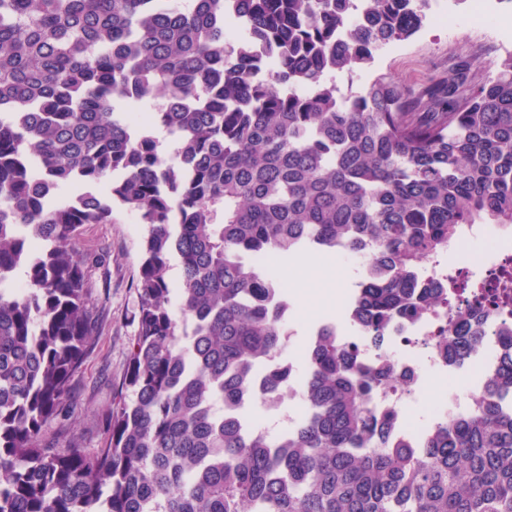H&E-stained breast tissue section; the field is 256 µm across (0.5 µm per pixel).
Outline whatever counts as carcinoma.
Segmentation results:
<instances>
[{
	"instance_id": "1",
	"label": "carcinoma",
	"mask_w": 512,
	"mask_h": 512,
	"mask_svg": "<svg viewBox=\"0 0 512 512\" xmlns=\"http://www.w3.org/2000/svg\"><path fill=\"white\" fill-rule=\"evenodd\" d=\"M429 2L0 0V512H512V331L481 402L420 447L391 442L373 405L407 383L387 329L477 288L434 285L426 264L467 224L512 226V54L483 79L460 58L416 91L381 73L336 97V73L414 36ZM118 102L159 111L140 126ZM103 183L147 232L131 395L90 455L39 437L97 335L75 241L112 222ZM363 250L345 321L376 358L326 322L281 439L217 412L288 345L284 290L251 258ZM18 268L21 295L1 287ZM484 335L459 314L438 346ZM292 371L266 369L254 395H283Z\"/></svg>"
}]
</instances>
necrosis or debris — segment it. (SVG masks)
<instances>
[{
	"label": "necrosis or debris",
	"instance_id": "1",
	"mask_svg": "<svg viewBox=\"0 0 512 512\" xmlns=\"http://www.w3.org/2000/svg\"><path fill=\"white\" fill-rule=\"evenodd\" d=\"M455 242L459 245L479 244L483 250L476 260H464L453 268L449 267L447 259L434 260L427 268L428 277L444 281L448 278L449 270L453 269L480 278L486 292L495 293L499 277L512 269V228L476 224L465 235L456 237ZM452 311L473 313L487 331L484 342L461 363L441 351L436 344ZM506 329H512V313L488 302L469 303L455 294L420 321L393 328L384 348L399 370L408 375L409 382L404 386L382 389L375 397L378 407L394 413L393 440L419 446L431 427L447 422L474 406L482 397L481 385L450 387L427 410L422 424L414 428L408 423L409 416L419 404V394L427 380L454 376L465 363L478 365L483 376H491L496 370L495 355L499 348L495 334Z\"/></svg>",
	"mask_w": 512,
	"mask_h": 512
}]
</instances>
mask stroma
Returning a JSON list of instances; mask_svg holds the SVG:
<instances>
[{
  "mask_svg": "<svg viewBox=\"0 0 512 512\" xmlns=\"http://www.w3.org/2000/svg\"><path fill=\"white\" fill-rule=\"evenodd\" d=\"M468 0H430L428 19L408 41L385 49L372 69L336 76L341 94H356L375 73H386L410 89L447 76L458 58L473 62L472 72L483 77L496 64L512 54V0L495 6L493 26H469ZM143 224L133 214L114 208L108 224H87L76 241L85 259L88 287L93 288L100 314V330L94 349L87 355L81 378L72 387L74 411L64 421L52 420L41 438L54 439L59 430L69 429L85 452L100 448L106 436V418L114 393L121 389L127 373L130 352L139 333V304L136 278L142 261ZM294 300L289 319L295 334L286 356L302 365V344L324 318L335 315L338 304L316 300V283L307 286L287 284Z\"/></svg>",
  "mask_w": 512,
  "mask_h": 512,
  "instance_id": "35a3bbf8",
  "label": "stroma"
}]
</instances>
